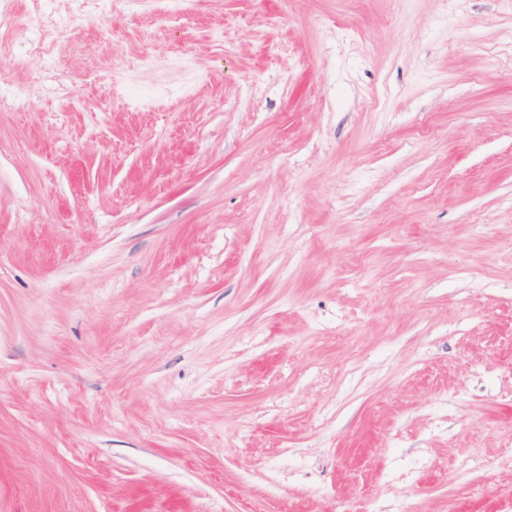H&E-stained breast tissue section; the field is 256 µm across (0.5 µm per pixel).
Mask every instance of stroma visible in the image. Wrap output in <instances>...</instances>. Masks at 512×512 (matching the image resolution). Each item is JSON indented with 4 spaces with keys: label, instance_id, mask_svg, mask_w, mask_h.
Masks as SVG:
<instances>
[{
    "label": "stroma",
    "instance_id": "stroma-1",
    "mask_svg": "<svg viewBox=\"0 0 512 512\" xmlns=\"http://www.w3.org/2000/svg\"><path fill=\"white\" fill-rule=\"evenodd\" d=\"M0 6V512H512V0Z\"/></svg>",
    "mask_w": 512,
    "mask_h": 512
}]
</instances>
